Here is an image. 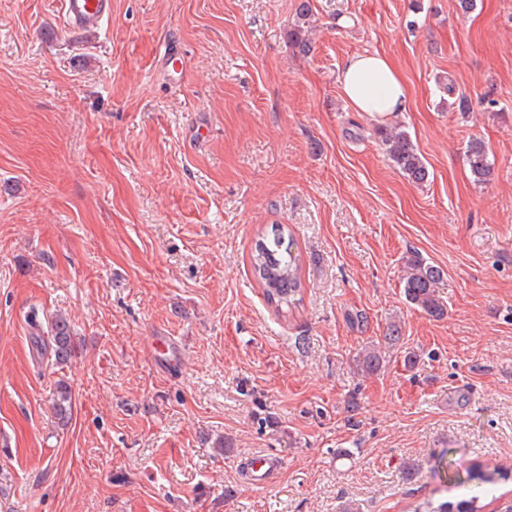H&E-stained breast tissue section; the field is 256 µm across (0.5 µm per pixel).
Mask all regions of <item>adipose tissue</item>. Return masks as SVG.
Instances as JSON below:
<instances>
[{
    "label": "adipose tissue",
    "instance_id": "obj_1",
    "mask_svg": "<svg viewBox=\"0 0 512 512\" xmlns=\"http://www.w3.org/2000/svg\"><path fill=\"white\" fill-rule=\"evenodd\" d=\"M339 84L355 111L387 115L408 109V93L400 71L385 54L350 56L340 69Z\"/></svg>",
    "mask_w": 512,
    "mask_h": 512
}]
</instances>
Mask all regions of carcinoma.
I'll list each match as a JSON object with an SVG mask.
<instances>
[{"label":"carcinoma","instance_id":"obj_1","mask_svg":"<svg viewBox=\"0 0 512 512\" xmlns=\"http://www.w3.org/2000/svg\"><path fill=\"white\" fill-rule=\"evenodd\" d=\"M308 0L298 7L294 27L289 31L292 45L303 53L310 52V42L304 37V24L309 16ZM382 145L390 159L409 180L416 184L427 181L429 172L412 144L406 132L397 128L380 126L377 129ZM467 161L473 181L484 184L490 180L493 168L488 160L485 144L479 139L469 141L467 145ZM250 265L254 277L263 288L266 301L280 310L295 301L303 287L301 267L298 256L293 254V242L286 241L284 229L275 225L271 233L258 237L250 252ZM444 271L417 253L406 261L405 275L402 279L403 295L408 304L421 310L430 317L440 319L446 315V307L437 295V288L443 279ZM49 348L55 362L62 364L70 359L78 349L70 321L58 314L49 323ZM400 340V327L392 324L383 343H371L358 356L359 369L366 374L379 372L384 365L386 349L396 345ZM53 410L62 424L72 418V396L70 388L58 384ZM460 483L477 481L485 486L493 487L512 481V467L495 466L493 468L475 465L466 471V478L456 476ZM483 505L479 498L472 497L456 503L445 501L438 504L424 500L414 506V512H482Z\"/></svg>","mask_w":512,"mask_h":512}]
</instances>
